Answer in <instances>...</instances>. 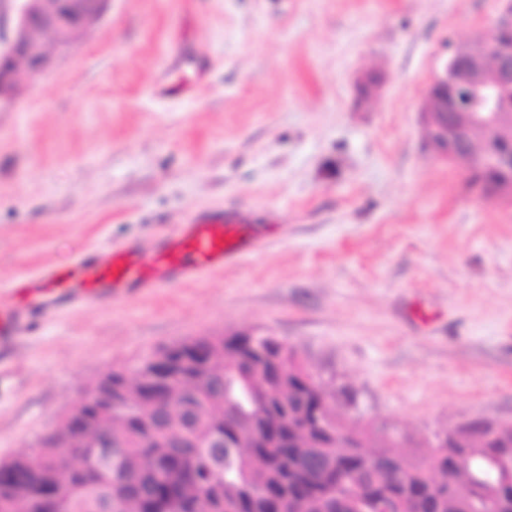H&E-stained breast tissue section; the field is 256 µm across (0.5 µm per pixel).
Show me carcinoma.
I'll return each instance as SVG.
<instances>
[{"instance_id": "carcinoma-1", "label": "carcinoma", "mask_w": 512, "mask_h": 512, "mask_svg": "<svg viewBox=\"0 0 512 512\" xmlns=\"http://www.w3.org/2000/svg\"><path fill=\"white\" fill-rule=\"evenodd\" d=\"M503 180L468 172L484 199ZM260 344L261 356L238 331L195 336L144 380L112 367L39 438V457L0 460V512H330L338 494L357 512H512V422L473 427L466 448L405 450L350 424L294 347ZM376 456L396 457L398 473L372 470Z\"/></svg>"}]
</instances>
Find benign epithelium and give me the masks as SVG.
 <instances>
[{
  "label": "benign epithelium",
  "mask_w": 512,
  "mask_h": 512,
  "mask_svg": "<svg viewBox=\"0 0 512 512\" xmlns=\"http://www.w3.org/2000/svg\"><path fill=\"white\" fill-rule=\"evenodd\" d=\"M12 24L0 28V105L13 99L32 77L50 65V48L68 49L106 15L112 0H9ZM487 43L476 40L454 46L432 77L421 123L427 147L438 156L481 170L512 174V143L497 130L512 121V0H502ZM385 76L365 72L359 94L375 97ZM469 426L432 439L441 448H461L471 439Z\"/></svg>",
  "instance_id": "7a95c632"
}]
</instances>
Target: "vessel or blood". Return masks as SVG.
Wrapping results in <instances>:
<instances>
[{
	"mask_svg": "<svg viewBox=\"0 0 512 512\" xmlns=\"http://www.w3.org/2000/svg\"><path fill=\"white\" fill-rule=\"evenodd\" d=\"M239 222L221 211L193 213L153 244L97 248L65 266L44 265L0 295V339L23 333L36 314L108 305L132 288L152 294L213 274L238 258Z\"/></svg>",
	"mask_w": 512,
	"mask_h": 512,
	"instance_id": "1",
	"label": "vessel or blood"
}]
</instances>
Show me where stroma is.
Returning a JSON list of instances; mask_svg holds the SVG:
<instances>
[{"instance_id": "35a3bbf8", "label": "stroma", "mask_w": 512, "mask_h": 512, "mask_svg": "<svg viewBox=\"0 0 512 512\" xmlns=\"http://www.w3.org/2000/svg\"><path fill=\"white\" fill-rule=\"evenodd\" d=\"M498 9L112 0L53 52L0 107V292L196 211L249 223L239 258L200 282L36 315L0 341V460L112 367L243 329L296 347L350 421L406 437L512 422V202L477 199L419 122L452 46L487 37ZM370 70L387 82L363 101Z\"/></svg>"}]
</instances>
